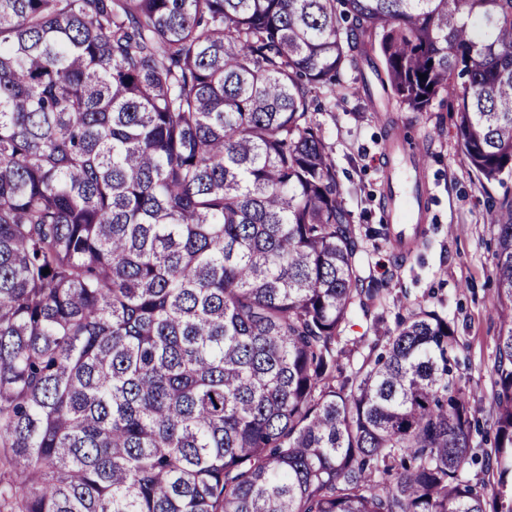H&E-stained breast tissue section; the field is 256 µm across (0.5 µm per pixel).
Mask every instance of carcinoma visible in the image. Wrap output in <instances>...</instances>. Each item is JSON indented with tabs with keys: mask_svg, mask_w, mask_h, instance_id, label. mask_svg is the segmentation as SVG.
Wrapping results in <instances>:
<instances>
[{
	"mask_svg": "<svg viewBox=\"0 0 512 512\" xmlns=\"http://www.w3.org/2000/svg\"><path fill=\"white\" fill-rule=\"evenodd\" d=\"M359 56L512 176V0H0V512H512V219L494 453L447 317L341 344L380 289L309 112Z\"/></svg>",
	"mask_w": 512,
	"mask_h": 512,
	"instance_id": "cac0c4a2",
	"label": "carcinoma"
}]
</instances>
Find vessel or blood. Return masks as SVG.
Wrapping results in <instances>:
<instances>
[{"mask_svg": "<svg viewBox=\"0 0 512 512\" xmlns=\"http://www.w3.org/2000/svg\"><path fill=\"white\" fill-rule=\"evenodd\" d=\"M386 158L401 160L412 174L410 182L395 177L388 180L386 188L392 218L389 238L399 253L408 255L413 252L415 243L424 237L421 219L427 199V189L420 178L423 163L412 134L400 132L395 142L388 145Z\"/></svg>", "mask_w": 512, "mask_h": 512, "instance_id": "vessel-or-blood-1", "label": "vessel or blood"}]
</instances>
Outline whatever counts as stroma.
I'll return each instance as SVG.
<instances>
[{
  "mask_svg": "<svg viewBox=\"0 0 512 512\" xmlns=\"http://www.w3.org/2000/svg\"><path fill=\"white\" fill-rule=\"evenodd\" d=\"M458 99L439 92L426 110L413 112L381 101L367 63L344 69L333 91L320 92L311 108L336 169L340 200L350 213L361 250L359 274L380 287L370 313L355 310L345 336L374 340L398 317L424 302L453 321L460 373L468 380L472 414L480 428L472 446L492 451L495 415L494 365L501 319L495 309L497 226L508 216L512 179L482 182L469 166L456 135ZM413 131L425 160L429 191L427 236L409 259L397 257L380 234L387 224L382 189L390 175L384 150L390 130Z\"/></svg>",
  "mask_w": 512,
  "mask_h": 512,
  "instance_id": "stroma-1",
  "label": "stroma"
}]
</instances>
